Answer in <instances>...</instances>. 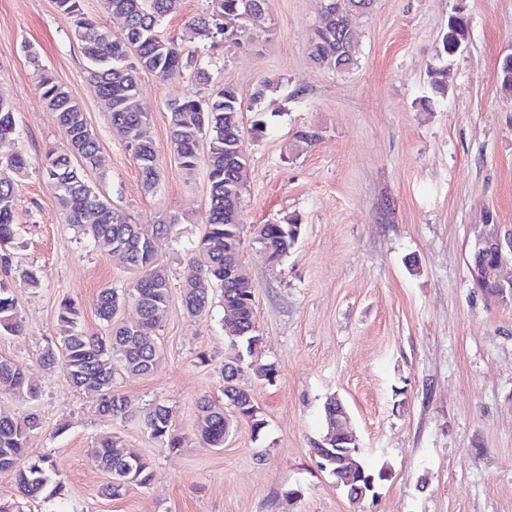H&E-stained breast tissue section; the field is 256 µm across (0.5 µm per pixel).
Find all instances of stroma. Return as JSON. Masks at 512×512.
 Here are the masks:
<instances>
[{
	"label": "stroma",
	"instance_id": "1",
	"mask_svg": "<svg viewBox=\"0 0 512 512\" xmlns=\"http://www.w3.org/2000/svg\"><path fill=\"white\" fill-rule=\"evenodd\" d=\"M205 0H181L160 31L195 52L211 81L141 75L140 104L160 181L146 191L131 152L112 128L69 20L54 0H0V94L17 135L0 155L20 152L30 168L16 186L19 235L11 268L35 269L40 285L11 278L24 329L0 335V356L23 364L39 388L27 403L0 395V416L36 414L29 455H46L64 475L59 499L23 498L13 472H0V512H512V304L475 288L466 244L484 213L512 229V93L498 78L512 52V0H376L353 17L356 63L338 73L317 67L309 46L323 0H268L269 35L210 43L187 26ZM470 23L468 45L448 63V92L427 107L434 47L454 9ZM48 69L85 112L101 162L89 181L133 223L179 215L158 255L175 288L205 232L206 166L186 173L170 140L167 105L232 82L244 107L249 165L241 201L243 266L255 284L260 363L272 380L244 370L240 382L264 421L240 423L223 447L190 442L162 448L138 416L169 407L174 429L191 434L196 404L223 402L224 363L233 349L224 306L189 316L172 293L158 331L163 352L147 376L123 375L115 389L131 418L103 416L94 400L41 366L59 345L58 308L83 307L82 326L101 332L93 301L127 288L119 256L77 236L39 172L47 148L64 137L38 90ZM273 83L261 107L267 128L250 136L252 97ZM315 132L299 148L295 134ZM298 218L301 236L276 266L250 235L258 224ZM346 403L365 458L383 474L377 495L352 502L320 471L312 448L324 431L323 404ZM116 434L153 464L150 486L110 499L90 450ZM300 491L294 503L286 492Z\"/></svg>",
	"mask_w": 512,
	"mask_h": 512
}]
</instances>
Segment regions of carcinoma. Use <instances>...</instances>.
I'll use <instances>...</instances> for the list:
<instances>
[{
	"instance_id": "1",
	"label": "carcinoma",
	"mask_w": 512,
	"mask_h": 512,
	"mask_svg": "<svg viewBox=\"0 0 512 512\" xmlns=\"http://www.w3.org/2000/svg\"><path fill=\"white\" fill-rule=\"evenodd\" d=\"M249 0H207L206 8L195 15L188 26L205 40L238 39L268 33L271 19L267 0L250 12ZM374 0H323L322 12L314 30L312 59L321 68L334 71L350 69L357 36L352 32L350 17L367 13ZM180 0H105L106 9L124 19L122 41L110 37L108 30L90 18L81 8V0H55L57 10L70 18L73 34L80 42L88 61L89 81L110 115L112 127L123 137L139 166L143 184L153 190L158 182L157 155L148 135L150 115L138 106L139 74L150 72L162 80L188 76L199 84H207L210 75L197 65L194 55L182 44L166 38L160 27L166 16L176 12ZM468 19L456 12L448 17L446 31L435 46L438 58L450 59L466 46ZM435 96L444 97L448 89V67L429 72ZM39 87L47 107L56 114L66 139L67 150L49 148L40 163L42 177L54 190L59 208L78 235L91 239L108 253H118L133 275L128 288L101 291L94 309L103 332L87 334L81 327V309L72 300H63L57 316L60 350L43 355L44 365L61 366L69 384L76 391L93 398L100 412L110 417L128 413V400L113 388L116 376L149 375L162 360L157 332L171 298V285L157 253V241L172 233L180 223L176 215H163L159 224L146 230L132 224L129 217L102 198L84 175V170L71 162L80 156L91 169L100 163L99 143L87 124L80 103L46 70H41ZM272 87L262 82L253 93L255 119L251 132L256 137L265 133L266 121L260 101ZM170 137L181 167L193 172L199 161L207 167L209 206L205 234L196 247L182 284V306L185 312L201 317L210 309L213 289L218 288L224 300L238 309L242 336L234 337L239 347L237 360L224 364V404L208 398L197 402V418L193 436L208 448H219L239 421L250 424L254 432L264 427L251 394L239 383V363H246L258 378L272 379L274 368L268 364L245 362L259 347V336L251 331L256 326L251 291L238 286L224 271L229 258L242 250L244 235L240 218L243 183L238 170L249 162L239 154L244 139L241 127L242 101L233 83L212 91L205 97H187L168 105ZM17 133L9 100L0 95V142L14 140ZM29 167L21 153L0 156V246L14 243L16 229V194L13 176L24 174ZM302 225L293 220L285 224H266L260 238L254 240L258 251L267 252L281 262L299 239ZM137 307L135 322H114L124 300ZM22 330V319L11 292V284L0 280V335H15ZM0 394L32 402L38 397L33 384L18 363L0 357ZM142 421L151 437L170 450L183 447L186 437L175 433L169 409L161 402L150 404L142 413ZM39 428L33 415L23 418L0 417V471L16 474L19 492L36 498L44 491L64 495L65 480L54 461L47 456L30 457L26 443L31 432ZM92 461L108 477L105 493L120 498L136 486L146 488L154 472L150 462L128 448L118 435L100 438L93 448Z\"/></svg>"
}]
</instances>
